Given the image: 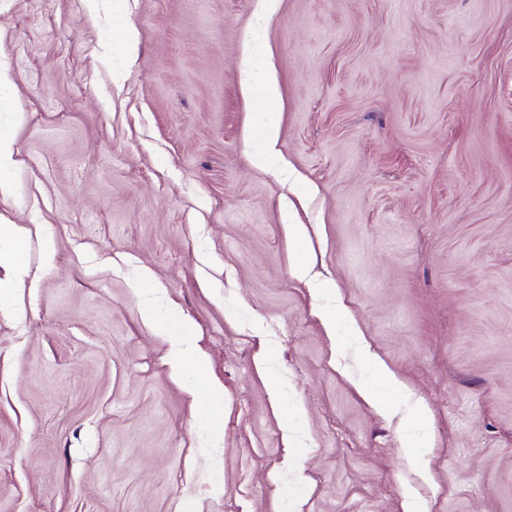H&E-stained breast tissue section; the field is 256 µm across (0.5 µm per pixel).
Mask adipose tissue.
I'll return each instance as SVG.
<instances>
[{
	"mask_svg": "<svg viewBox=\"0 0 512 512\" xmlns=\"http://www.w3.org/2000/svg\"><path fill=\"white\" fill-rule=\"evenodd\" d=\"M264 47L259 39H251L245 46V63L242 72V86L245 93L262 98L267 104H274L278 98L277 79L272 66L255 67L254 58L260 56ZM0 311L10 310L15 304L18 288L23 287L28 276L25 261V230L17 224H0ZM143 318L152 323L162 335L171 339L169 360L174 373L185 381L187 391L197 396L200 404L210 416V430L213 437L223 433V416L220 404L222 389L212 386L200 391L199 378L206 360L193 346L188 336V325L172 314H159L153 306H143Z\"/></svg>",
	"mask_w": 512,
	"mask_h": 512,
	"instance_id": "ef3b65f1",
	"label": "adipose tissue"
}]
</instances>
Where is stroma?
<instances>
[{"mask_svg": "<svg viewBox=\"0 0 512 512\" xmlns=\"http://www.w3.org/2000/svg\"><path fill=\"white\" fill-rule=\"evenodd\" d=\"M277 2L0 0V221L29 266L0 311V512H405L409 487L422 512H512V0ZM250 32L278 172L252 159ZM145 272L224 390L219 453ZM264 47L258 37H253L245 45V60L242 72V86L245 93L262 98L268 105H273L278 98L277 79L272 65L257 68L254 58L263 54ZM13 145L12 135L0 129V194H8L11 191L10 178L17 165ZM377 372H380L379 375L382 380L383 390H379L374 384L369 383L363 386V391L378 410L386 412L388 410L387 402L385 401L386 393L399 391L400 385L385 371H381L379 367L377 368Z\"/></svg>", "mask_w": 512, "mask_h": 512, "instance_id": "1", "label": "stroma"}]
</instances>
